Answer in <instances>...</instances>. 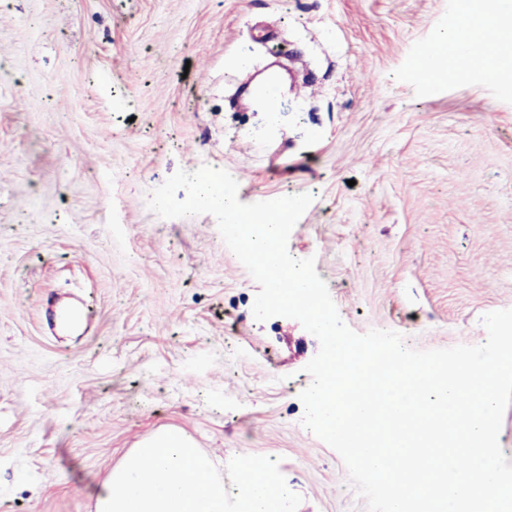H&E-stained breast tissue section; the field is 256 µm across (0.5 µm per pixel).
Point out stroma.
<instances>
[{
    "label": "stroma",
    "mask_w": 512,
    "mask_h": 512,
    "mask_svg": "<svg viewBox=\"0 0 512 512\" xmlns=\"http://www.w3.org/2000/svg\"><path fill=\"white\" fill-rule=\"evenodd\" d=\"M460 0H0V512H93L157 430L218 469L280 458L298 512H366L301 424L318 340L256 321L209 214L162 219L177 169L244 203L309 192L288 250L347 326L480 345L512 308V65L435 83L415 44ZM300 59L277 111L247 94Z\"/></svg>",
    "instance_id": "1"
}]
</instances>
